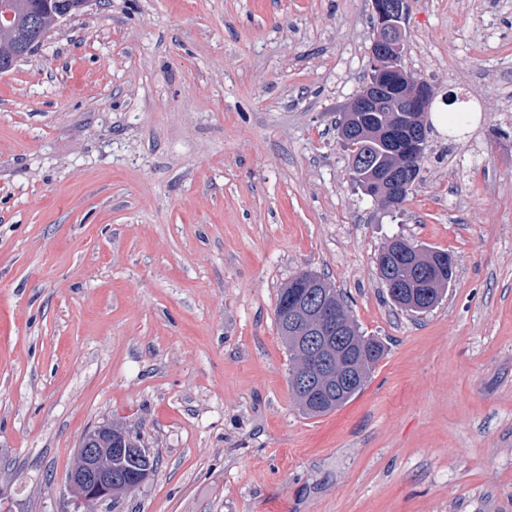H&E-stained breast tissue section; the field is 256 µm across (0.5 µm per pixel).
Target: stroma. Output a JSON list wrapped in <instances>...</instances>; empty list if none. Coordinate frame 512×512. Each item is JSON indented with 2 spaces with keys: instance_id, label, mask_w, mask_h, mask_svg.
Masks as SVG:
<instances>
[{
  "instance_id": "stroma-1",
  "label": "stroma",
  "mask_w": 512,
  "mask_h": 512,
  "mask_svg": "<svg viewBox=\"0 0 512 512\" xmlns=\"http://www.w3.org/2000/svg\"><path fill=\"white\" fill-rule=\"evenodd\" d=\"M404 64L469 96L392 208L336 121L370 0H94L0 74V512H76L86 433L158 461L95 512H512V0H411ZM448 251L425 313L376 272ZM326 275L385 354L302 414L278 290ZM391 245H393L395 253L391 254L392 257L397 256L398 259L419 267L418 271L420 275V281L412 287H407L411 289H405L407 296H410L413 302L416 300L426 299L428 292H426L424 288H426L427 282L429 280L443 279L446 275H448V281L445 285H441L440 288H431L435 293V299L427 303L408 305L407 303L401 302L396 297L389 294L391 299L394 301V304L407 311L424 313L431 310L439 303L444 291L448 287V283L452 279L453 270L450 272V274H448V271H450V269L453 267V261L442 256L424 257L421 254L422 251L420 249L414 248L411 244L402 239H394Z\"/></svg>"
}]
</instances>
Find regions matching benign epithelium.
I'll list each match as a JSON object with an SVG mask.
<instances>
[{"label":"benign epithelium","instance_id":"benign-epithelium-1","mask_svg":"<svg viewBox=\"0 0 512 512\" xmlns=\"http://www.w3.org/2000/svg\"><path fill=\"white\" fill-rule=\"evenodd\" d=\"M375 37L370 48L374 80L364 86L346 107L348 112H403L405 123L388 133L393 144L395 164L378 173L377 181H389L406 190L411 186V161L426 147L424 114L429 111L434 91L427 81L414 78L402 65L405 42L404 23L409 0H371ZM395 256L419 267L420 281L406 290L411 300H424L427 282L445 278L453 267L446 257H425L421 250L402 239L392 241ZM291 306L313 318L311 335L305 337L306 358L315 377L299 381L300 389L313 387L314 378L327 380L342 391L358 383L355 361L358 357L341 336L344 318L338 312L317 309L303 293L288 298ZM112 449H78L77 462L70 475V487L80 504H94L114 495Z\"/></svg>","mask_w":512,"mask_h":512}]
</instances>
